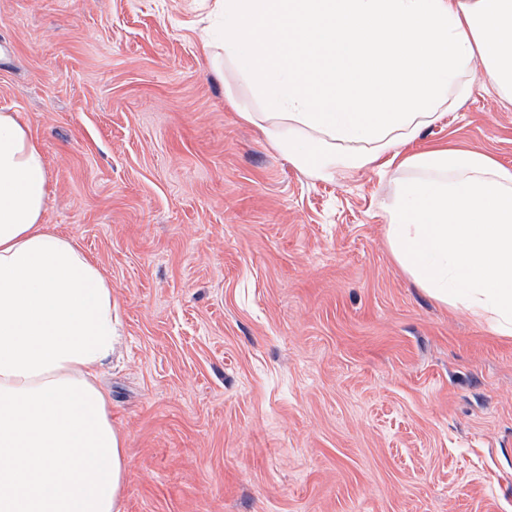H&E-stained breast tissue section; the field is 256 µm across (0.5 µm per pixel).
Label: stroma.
Listing matches in <instances>:
<instances>
[{"instance_id": "1", "label": "stroma", "mask_w": 512, "mask_h": 512, "mask_svg": "<svg viewBox=\"0 0 512 512\" xmlns=\"http://www.w3.org/2000/svg\"><path fill=\"white\" fill-rule=\"evenodd\" d=\"M210 4L0 0L43 221L113 286L122 512H512V338L399 268L388 175L316 177L241 119ZM417 145L512 169V108L474 90Z\"/></svg>"}]
</instances>
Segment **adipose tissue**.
Instances as JSON below:
<instances>
[{"label":"adipose tissue","mask_w":512,"mask_h":512,"mask_svg":"<svg viewBox=\"0 0 512 512\" xmlns=\"http://www.w3.org/2000/svg\"><path fill=\"white\" fill-rule=\"evenodd\" d=\"M203 49L252 94L298 169L394 174L382 203L402 271L512 337V170L480 151L408 154L480 87L512 105V0H215ZM47 170L0 111V512H121L126 461L95 371L117 343L112 283L43 222Z\"/></svg>","instance_id":"ef3b65f1"}]
</instances>
